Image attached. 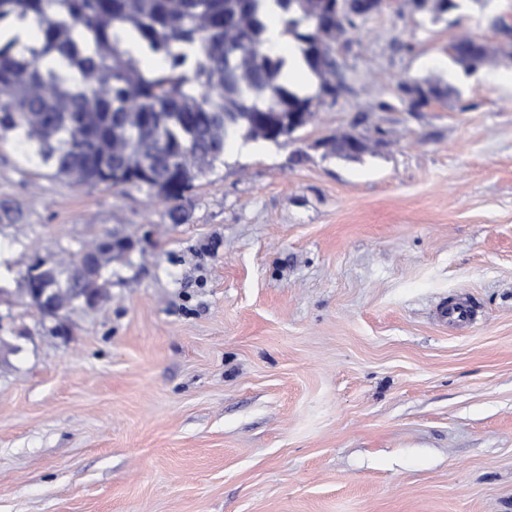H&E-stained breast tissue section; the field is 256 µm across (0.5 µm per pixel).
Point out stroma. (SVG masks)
Segmentation results:
<instances>
[{"label": "stroma", "mask_w": 512, "mask_h": 512, "mask_svg": "<svg viewBox=\"0 0 512 512\" xmlns=\"http://www.w3.org/2000/svg\"><path fill=\"white\" fill-rule=\"evenodd\" d=\"M512 0L430 22L387 0L340 35L347 88L186 195L42 176L0 146V258L129 236L109 301L0 363V512H512ZM491 46L454 64L459 31ZM458 95L410 111L398 86ZM390 110H379V102ZM340 131L370 139L326 157ZM478 316L459 332L438 305Z\"/></svg>", "instance_id": "35a3bbf8"}]
</instances>
